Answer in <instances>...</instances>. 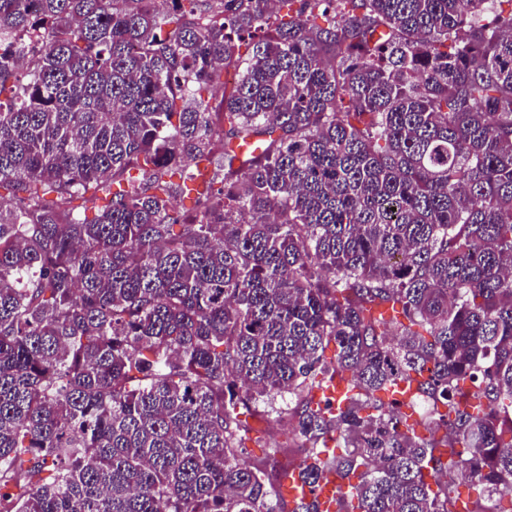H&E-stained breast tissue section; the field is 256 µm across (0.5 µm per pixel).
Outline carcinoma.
I'll return each mask as SVG.
<instances>
[{"mask_svg": "<svg viewBox=\"0 0 512 512\" xmlns=\"http://www.w3.org/2000/svg\"><path fill=\"white\" fill-rule=\"evenodd\" d=\"M6 91L0 512H286L284 393L337 512H512V0H0ZM250 425L255 429L261 431L258 435L253 432L252 437L260 436L261 441L255 443L248 441V453L251 459H259L264 456L265 450L268 446H274L282 443L288 435V427L283 422H275L272 416L268 422L261 420L258 417H248Z\"/></svg>", "mask_w": 512, "mask_h": 512, "instance_id": "1", "label": "carcinoma"}]
</instances>
